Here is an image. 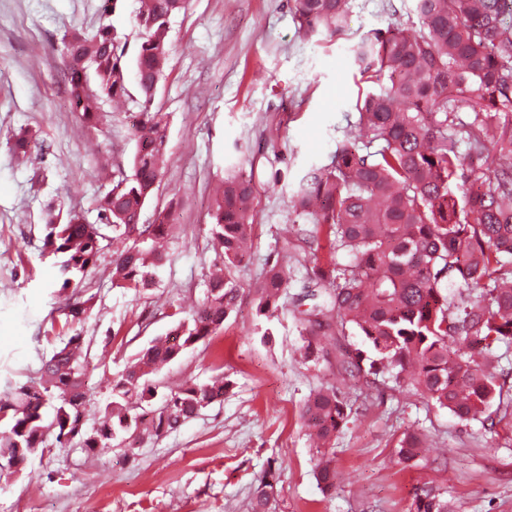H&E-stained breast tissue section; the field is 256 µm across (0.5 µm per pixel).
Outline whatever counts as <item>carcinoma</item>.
I'll use <instances>...</instances> for the list:
<instances>
[{
	"instance_id": "carcinoma-1",
	"label": "carcinoma",
	"mask_w": 512,
	"mask_h": 512,
	"mask_svg": "<svg viewBox=\"0 0 512 512\" xmlns=\"http://www.w3.org/2000/svg\"><path fill=\"white\" fill-rule=\"evenodd\" d=\"M123 0H101L102 22L62 40L69 71L70 107L98 120L102 104L127 92L126 44L107 22ZM135 75L140 119L131 173L98 201L99 222L48 206L42 254L62 255V288L95 265L104 229L125 241L112 260V287L149 290L166 262L160 242L170 224H142L146 201L158 188L168 156L165 115L153 109L169 54L171 17L186 0H138ZM298 30L333 41L346 35L351 0H290ZM422 29L412 36L398 25L376 30L351 47L354 64L380 85L358 99L359 139L345 137L331 164L309 172L294 194L297 216L310 221V237L323 241L329 259L311 253L308 278L324 290V304L302 319L304 363L331 366L334 336H360L341 346L337 372L370 387L390 374L397 387L421 396L463 421L480 420L497 432L512 430V385L486 373L512 348V0H416ZM492 167L487 175L464 165L457 143ZM19 164H34L42 148L37 131L9 138ZM250 181L228 169L211 211L210 238L223 255L201 308L154 338L110 383L112 401L98 425L84 428L85 340L76 332L41 367L37 381L0 396V474L21 470L52 435L63 446L80 437L86 448L133 449L144 435L161 437L202 409L224 401L229 382L218 374L188 382L162 396L158 369L220 329L236 309L233 269L246 256L252 234ZM351 257L337 261L338 253ZM291 268L265 270L253 296L258 317L270 318L288 287ZM89 301L70 300L66 316L82 321ZM352 414L334 383L313 390L301 418L317 440L318 484L335 488L329 449ZM422 434L406 430L398 460L420 462ZM448 488L426 481L408 512H450ZM252 512H277L272 474L255 490Z\"/></svg>"
}]
</instances>
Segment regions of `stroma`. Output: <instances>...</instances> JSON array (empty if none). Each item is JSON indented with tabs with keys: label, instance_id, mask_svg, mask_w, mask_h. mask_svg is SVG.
<instances>
[{
	"label": "stroma",
	"instance_id": "obj_1",
	"mask_svg": "<svg viewBox=\"0 0 512 512\" xmlns=\"http://www.w3.org/2000/svg\"><path fill=\"white\" fill-rule=\"evenodd\" d=\"M415 0H353L349 36L302 37L288 0H187L170 21L169 56L154 104L168 116L170 162L142 223L165 212L168 260L156 288L112 287V249L70 288L57 260L41 254L44 208L64 202L88 221L109 188L101 165L128 171L140 93L106 101L94 127L71 112L60 54L64 34L100 22V0H0V392L34 378L60 337L81 331L87 361L86 424L110 400L108 385L173 319L190 317L223 257L209 237L213 190L228 166L255 187L253 230L236 283L233 316L206 342L156 375L163 389L205 382L224 372L223 402L202 409L176 431L133 450L91 452L79 441H48L15 475L0 478V512H250L258 479L278 477V512H407L423 478L448 485L453 512H512V438L463 421L382 380L372 392L339 381L353 414L332 448L336 491L315 475L316 448L300 419L328 369L302 363L300 313L318 303L285 236L302 221L294 211L299 181L331 163L354 131L355 103L366 85L351 46L398 23L415 33ZM38 130L47 149L40 173L17 165L8 139ZM293 265L283 305L263 342L252 290L270 263ZM91 299L80 324L68 323L66 298ZM425 434L427 469L400 463L394 444L404 429ZM447 470H438L440 462Z\"/></svg>",
	"mask_w": 512,
	"mask_h": 512
}]
</instances>
